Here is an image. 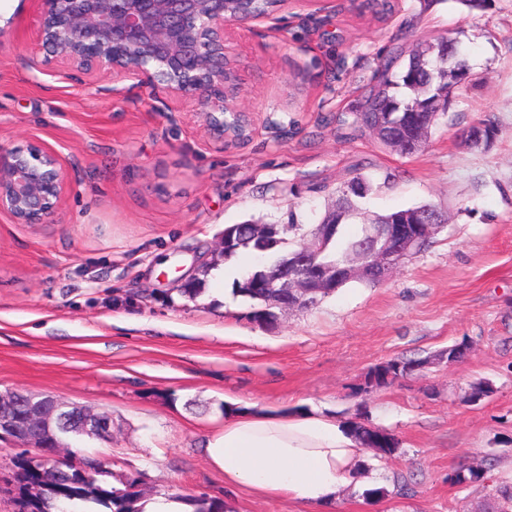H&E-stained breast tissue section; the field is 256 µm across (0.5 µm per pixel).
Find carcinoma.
Listing matches in <instances>:
<instances>
[{
  "mask_svg": "<svg viewBox=\"0 0 512 512\" xmlns=\"http://www.w3.org/2000/svg\"><path fill=\"white\" fill-rule=\"evenodd\" d=\"M234 12L267 14L283 0H229ZM379 80L362 95L350 112L336 117L346 135L378 133L379 140L388 144L392 139L411 140L414 124L408 117L423 118V127L430 129L437 121L433 114L434 101L450 94L454 79L466 82L471 72L457 45L448 37L424 41L406 51L394 48L379 62ZM365 185V191L350 193L352 184ZM342 198L336 203V233L323 253L324 259H340L351 250L362 247V232L348 234L345 223L359 209V200L373 190V182L366 166L359 164L350 171L343 183ZM415 363L413 359L392 358L373 366L364 377V388H387L395 377ZM351 429L363 448L381 442L382 455L395 454L400 442L395 435L377 427L368 428L360 423ZM42 460L28 457L24 451L14 456L15 488L18 512H70L68 507L78 502H93L105 506L110 512H142L143 492L141 479L131 474L116 487L105 480L111 472L96 457L85 456L78 463L60 461L53 443L40 449ZM175 500L195 506L194 512H224V502L205 495L174 494ZM488 512H512V485L495 487L486 498Z\"/></svg>",
  "mask_w": 512,
  "mask_h": 512,
  "instance_id": "carcinoma-1",
  "label": "carcinoma"
}]
</instances>
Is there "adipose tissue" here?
<instances>
[{
	"label": "adipose tissue",
	"mask_w": 512,
	"mask_h": 512,
	"mask_svg": "<svg viewBox=\"0 0 512 512\" xmlns=\"http://www.w3.org/2000/svg\"><path fill=\"white\" fill-rule=\"evenodd\" d=\"M202 451L231 491L331 507L363 449L349 426L322 416L228 412Z\"/></svg>",
	"instance_id": "1"
}]
</instances>
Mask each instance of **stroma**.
Returning <instances> with one entry per match:
<instances>
[{
    "label": "stroma",
    "instance_id": "obj_1",
    "mask_svg": "<svg viewBox=\"0 0 512 512\" xmlns=\"http://www.w3.org/2000/svg\"><path fill=\"white\" fill-rule=\"evenodd\" d=\"M394 2L378 18L361 0H286L271 20L227 27L251 137L225 147L193 106L156 112L132 81L103 92L68 79L36 44L39 0H0V144L50 146L69 175L50 223L0 215V390L111 415V440L69 449L116 480L143 473L145 500L181 492L222 498L225 512H320L225 490L200 444L233 402L398 438L393 457L365 450L333 512H477L484 491L448 481L462 463L512 483V0ZM440 35L458 40L472 79L453 88L425 147L339 138L337 116L380 58ZM273 114L283 128L268 127ZM483 118L497 128L490 146L463 143ZM360 160L395 176L364 212L428 203L448 214L426 252L381 284L282 312L273 329L214 279L180 294L225 225L310 230ZM462 341L469 354L442 361ZM396 357L428 365L363 390L369 369ZM482 384L489 396L470 401Z\"/></svg>",
    "mask_w": 512,
    "mask_h": 512
}]
</instances>
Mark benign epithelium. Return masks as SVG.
Masks as SVG:
<instances>
[{
    "instance_id": "7a95c632",
    "label": "benign epithelium",
    "mask_w": 512,
    "mask_h": 512,
    "mask_svg": "<svg viewBox=\"0 0 512 512\" xmlns=\"http://www.w3.org/2000/svg\"><path fill=\"white\" fill-rule=\"evenodd\" d=\"M40 2L37 43L67 77L95 85L115 78L133 80L168 112L178 111L183 102L192 103L213 140L238 142L224 131L227 113L246 118L235 96L227 92L234 63L224 54V27L264 21L269 15L231 14L227 0ZM467 137L473 146L492 139L480 123L470 127ZM67 183V170L55 149L32 142L0 148V214L14 223L48 222L60 208ZM443 227L429 211L407 213L395 223L367 224L361 250L338 261L320 262V241L331 234L333 225H319L292 261L259 271L257 285L268 308L257 322L274 326L279 312L315 305L346 281L385 280L393 269L424 251ZM246 232L267 241L278 234L274 224L224 229L211 262L182 286L199 287L212 263L231 256ZM66 431L110 438L112 417L52 395L0 392V439L18 441L32 451L45 438Z\"/></svg>"
}]
</instances>
